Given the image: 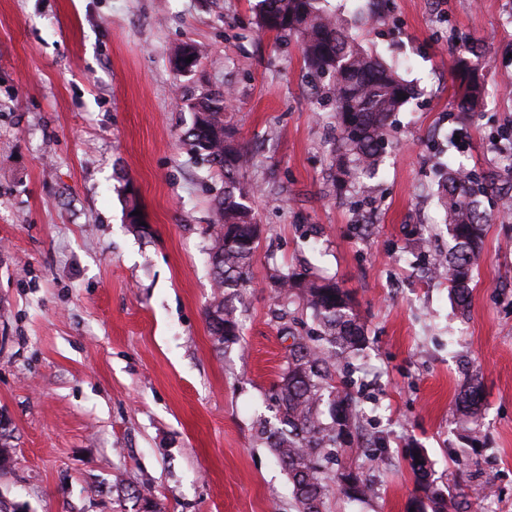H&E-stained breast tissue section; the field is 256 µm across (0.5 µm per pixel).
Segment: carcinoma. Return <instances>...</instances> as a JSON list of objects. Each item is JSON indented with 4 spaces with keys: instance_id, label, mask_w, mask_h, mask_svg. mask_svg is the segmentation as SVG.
<instances>
[{
    "instance_id": "1",
    "label": "carcinoma",
    "mask_w": 512,
    "mask_h": 512,
    "mask_svg": "<svg viewBox=\"0 0 512 512\" xmlns=\"http://www.w3.org/2000/svg\"><path fill=\"white\" fill-rule=\"evenodd\" d=\"M258 30L295 36L306 66L328 79L332 90L336 143L331 170L336 184L354 189L365 177L377 174L388 145L396 113L414 95L392 64L366 50L351 33L346 19L325 11L320 0H260ZM482 56H456L452 62L454 101L463 113L478 111L485 98ZM225 98L202 97L190 105L193 123L187 133L191 152L224 175V196L216 203L209 261L214 293L207 322L214 342L228 347L239 341L240 325L227 300V290L246 282L257 248L259 219L242 200L252 188L243 178L254 156L232 139L225 120ZM436 192L444 211L451 245L434 266L448 274L453 303L461 311L470 305L471 283L480 259L484 230L491 213L482 196L497 197L503 210L512 202V183L505 186L496 173L478 176L455 160L440 166ZM274 299L296 303L311 312L316 332L301 335L288 328L293 342L278 389L281 427H262L258 438L288 471L296 512H324L325 500L336 492L352 501L373 494L370 482L356 476L342 460L351 444L360 410L350 393L336 385V359L358 354L366 342L365 327L349 291L323 276L283 272L276 279ZM483 384L474 375L462 385L459 409L469 431H475L483 409ZM405 455L415 476L420 510L457 512L451 491L440 499L429 496L431 464L421 448Z\"/></svg>"
}]
</instances>
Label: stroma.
I'll use <instances>...</instances> for the list:
<instances>
[{
  "mask_svg": "<svg viewBox=\"0 0 512 512\" xmlns=\"http://www.w3.org/2000/svg\"><path fill=\"white\" fill-rule=\"evenodd\" d=\"M257 0H0V512H295L256 437L288 360L271 290L296 270L335 277L367 328L336 383L361 408L346 461L375 484L328 512H410L406 448L460 512H512V211L494 212L460 312L443 213L426 187L448 156L496 171L512 124V0H390L364 47L399 55L417 93L357 198L330 177L327 84L295 39L262 35ZM481 42L484 111L452 104L450 67ZM195 46L198 62L173 60ZM234 95L236 138L258 161L247 203L261 232L234 301L242 339L217 347L206 308L224 180L182 142L189 103ZM466 135L467 148L455 138ZM135 197L146 223L127 222ZM366 215L353 223L354 208ZM481 376L477 434L456 398Z\"/></svg>",
  "mask_w": 512,
  "mask_h": 512,
  "instance_id": "1",
  "label": "stroma"
}]
</instances>
